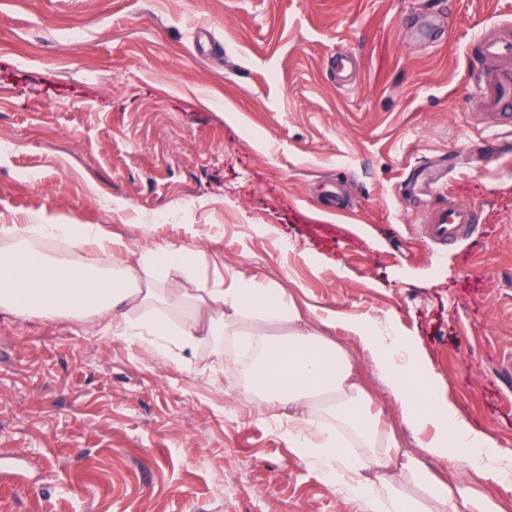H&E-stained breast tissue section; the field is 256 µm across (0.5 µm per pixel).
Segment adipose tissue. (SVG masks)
<instances>
[{"instance_id":"obj_1","label":"adipose tissue","mask_w":512,"mask_h":512,"mask_svg":"<svg viewBox=\"0 0 512 512\" xmlns=\"http://www.w3.org/2000/svg\"><path fill=\"white\" fill-rule=\"evenodd\" d=\"M63 240L68 257H54L44 242ZM95 246L103 262L75 260L80 249ZM125 243L100 224L0 225V312L22 318L75 319L90 325L104 323L156 357L187 360L210 338H230L252 355L250 383L272 405L299 410L303 422L313 420L318 398H325L332 427L315 432L299 430L297 448L327 474L338 478L363 502L364 512H386L404 506L419 512L413 500H399L386 481H368L366 465L388 469L393 462L390 437L375 422V398L357 376L352 357L305 322L292 296L278 288L245 289L240 281L210 288H187L170 278L171 269L192 273L195 253L169 247L147 249L129 261ZM191 303L190 322L177 323L157 312V305ZM282 326L281 335L267 332ZM371 356L373 367L393 396L401 422L416 433L430 432L422 455L444 456L459 448L462 458L489 483L512 475V450L501 449L489 433L474 430L449 402L424 403L421 385H434L435 375L422 364L413 337L392 322L344 319ZM351 430L367 448V456H351L335 434ZM406 456L405 477L427 492L436 512H447L453 493L421 460Z\"/></svg>"}]
</instances>
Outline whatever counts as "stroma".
<instances>
[{
  "mask_svg": "<svg viewBox=\"0 0 512 512\" xmlns=\"http://www.w3.org/2000/svg\"><path fill=\"white\" fill-rule=\"evenodd\" d=\"M503 32L512 0H0V225L103 224L134 251H195L204 281L283 289L355 356L399 455L423 456L336 322L393 320L435 396L512 449V142L486 150L512 114L493 128L476 103L477 40ZM438 163L479 215L444 247L400 196ZM239 354L165 360L0 313V458L31 476H0V512H362L292 447L293 410L262 402ZM423 458L512 512V484Z\"/></svg>",
  "mask_w": 512,
  "mask_h": 512,
  "instance_id": "35a3bbf8",
  "label": "stroma"
}]
</instances>
